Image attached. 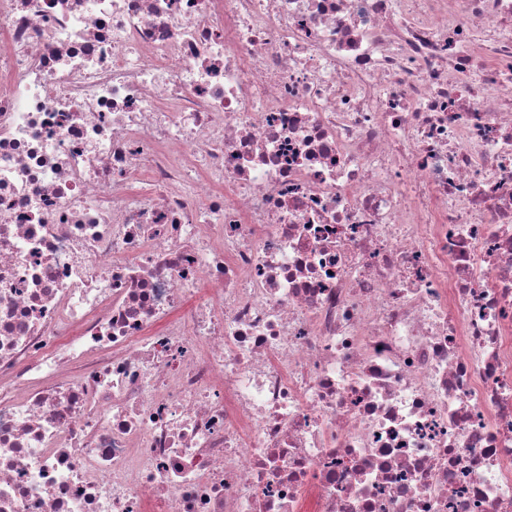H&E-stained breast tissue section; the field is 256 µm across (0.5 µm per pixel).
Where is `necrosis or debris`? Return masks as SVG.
<instances>
[{
	"label": "necrosis or debris",
	"mask_w": 512,
	"mask_h": 512,
	"mask_svg": "<svg viewBox=\"0 0 512 512\" xmlns=\"http://www.w3.org/2000/svg\"><path fill=\"white\" fill-rule=\"evenodd\" d=\"M0 512H512V0H0Z\"/></svg>",
	"instance_id": "4bbe7bcc"
}]
</instances>
